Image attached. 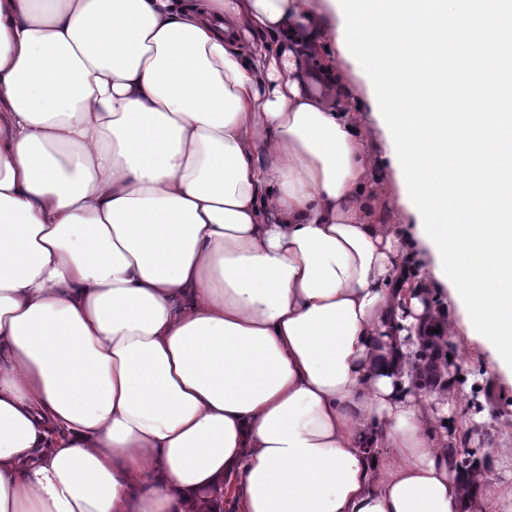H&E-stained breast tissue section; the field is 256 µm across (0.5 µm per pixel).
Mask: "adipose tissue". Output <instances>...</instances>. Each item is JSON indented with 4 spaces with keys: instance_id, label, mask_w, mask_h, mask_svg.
Segmentation results:
<instances>
[{
    "instance_id": "1",
    "label": "adipose tissue",
    "mask_w": 512,
    "mask_h": 512,
    "mask_svg": "<svg viewBox=\"0 0 512 512\" xmlns=\"http://www.w3.org/2000/svg\"><path fill=\"white\" fill-rule=\"evenodd\" d=\"M311 2L0 0V512L512 503Z\"/></svg>"
}]
</instances>
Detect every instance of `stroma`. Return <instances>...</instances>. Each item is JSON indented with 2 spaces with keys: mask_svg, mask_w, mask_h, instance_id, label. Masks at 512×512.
<instances>
[{
  "mask_svg": "<svg viewBox=\"0 0 512 512\" xmlns=\"http://www.w3.org/2000/svg\"><path fill=\"white\" fill-rule=\"evenodd\" d=\"M323 57L343 85L348 106L369 130L366 147L378 173L368 196L371 217L378 224L396 225L400 237L413 241L418 219L396 176L395 147L381 125L372 83L340 39L327 37ZM457 318L459 328L449 342L455 353L452 385L459 391L453 412L469 432L466 447L487 452L492 462L488 481H503L512 477V375L502 372L493 350L471 335L466 314Z\"/></svg>",
  "mask_w": 512,
  "mask_h": 512,
  "instance_id": "1",
  "label": "stroma"
}]
</instances>
